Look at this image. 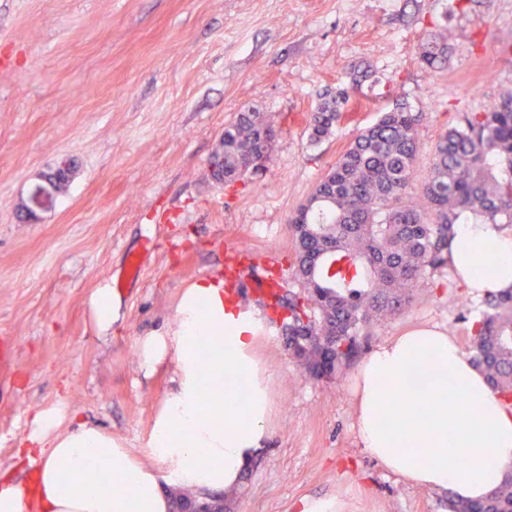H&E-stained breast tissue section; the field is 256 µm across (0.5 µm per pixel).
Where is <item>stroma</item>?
Wrapping results in <instances>:
<instances>
[{"instance_id": "stroma-1", "label": "stroma", "mask_w": 512, "mask_h": 512, "mask_svg": "<svg viewBox=\"0 0 512 512\" xmlns=\"http://www.w3.org/2000/svg\"><path fill=\"white\" fill-rule=\"evenodd\" d=\"M447 30L448 68L420 47ZM512 0H0V474L26 483L17 453L32 412L59 408L100 427L141 461L175 385L172 363L140 366V337L174 329L184 291L224 275L259 319L254 354L270 409L262 451L227 512H294L304 498L344 512H448V494L386 471L360 447L355 369L317 381L290 360L287 337L254 283L299 291L288 219L357 131L397 101L422 115L409 191L420 194L436 143L467 113L512 94ZM367 78L352 82L356 66ZM347 92L333 134L309 143L325 95ZM277 137L269 158L233 185L210 160L240 113ZM70 181L53 207L25 205L60 162ZM108 331L91 310L129 255ZM480 295L450 268L425 270L402 310L375 323L366 348L428 324L470 351Z\"/></svg>"}]
</instances>
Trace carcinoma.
I'll return each mask as SVG.
<instances>
[{"instance_id":"1","label":"carcinoma","mask_w":512,"mask_h":512,"mask_svg":"<svg viewBox=\"0 0 512 512\" xmlns=\"http://www.w3.org/2000/svg\"><path fill=\"white\" fill-rule=\"evenodd\" d=\"M420 57L431 73L443 71L447 30L434 34ZM345 103L338 91L311 113L310 142L332 134ZM420 121L406 103L380 113L289 217L301 292L278 295L275 305L288 309V343L306 339L294 358L304 374L347 369L369 326L409 301L423 270L448 265L456 225L512 224V96L464 114L441 136L422 192L413 197ZM274 141L264 113L243 112L224 126L211 163L231 184L262 165ZM471 343L491 389L512 396V289L483 295ZM448 512H512V476L483 501L448 498Z\"/></svg>"}]
</instances>
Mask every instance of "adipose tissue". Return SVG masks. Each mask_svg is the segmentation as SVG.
Returning a JSON list of instances; mask_svg holds the SVG:
<instances>
[{
	"label": "adipose tissue",
	"instance_id": "obj_1",
	"mask_svg": "<svg viewBox=\"0 0 512 512\" xmlns=\"http://www.w3.org/2000/svg\"><path fill=\"white\" fill-rule=\"evenodd\" d=\"M492 259H482L480 247ZM456 281L474 292L512 288V231L501 224H461L448 258ZM259 322L225 298L216 279L185 291L178 325L141 337V367L153 373L174 360L178 385L156 418L150 446L168 471L133 457L111 435L86 424L62 433L63 412L33 417L38 464L27 484L0 479V512H172V492L238 486L259 453L268 410L266 391L239 401L240 381L258 374L252 356ZM207 358L211 387L197 372ZM356 428L365 452L411 483L484 499L512 463V407L494 395L484 374L456 341L435 326H417L373 349L354 384ZM452 455L467 456L452 467ZM77 479L58 481V466Z\"/></svg>",
	"mask_w": 512,
	"mask_h": 512
}]
</instances>
